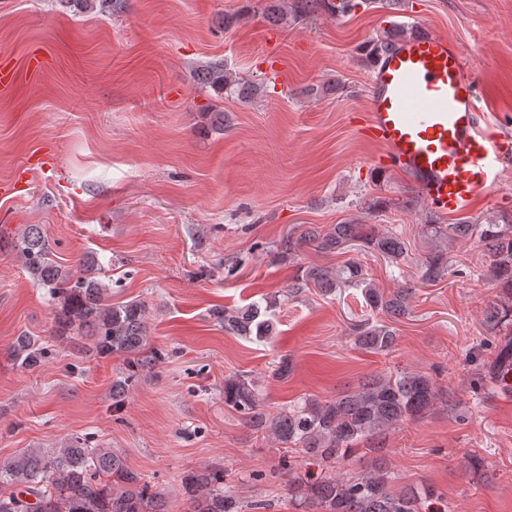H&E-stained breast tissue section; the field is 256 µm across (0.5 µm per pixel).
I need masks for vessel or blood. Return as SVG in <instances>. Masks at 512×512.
Instances as JSON below:
<instances>
[{"label": "vessel or blood", "instance_id": "obj_1", "mask_svg": "<svg viewBox=\"0 0 512 512\" xmlns=\"http://www.w3.org/2000/svg\"><path fill=\"white\" fill-rule=\"evenodd\" d=\"M370 86L367 129L380 163L407 173L432 208L456 212L494 186L512 137L481 130L478 85L457 43L431 32L401 38Z\"/></svg>", "mask_w": 512, "mask_h": 512}]
</instances>
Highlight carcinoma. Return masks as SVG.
Here are the masks:
<instances>
[{
	"label": "carcinoma",
	"instance_id": "cac0c4a2",
	"mask_svg": "<svg viewBox=\"0 0 512 512\" xmlns=\"http://www.w3.org/2000/svg\"><path fill=\"white\" fill-rule=\"evenodd\" d=\"M377 3L390 7V0H268L263 15L277 22L286 15L301 18L325 12L331 16L350 14L358 7ZM394 37L386 34L366 49L370 63L389 49ZM205 84L237 94L241 98L261 92V86L245 82L222 64L200 69ZM479 231V243L489 261L487 274L500 288L501 299L485 311L484 326L493 335L512 325V219L503 224L471 221L439 224L433 219L424 233L436 241H465ZM309 244L322 253L344 252L363 246L389 263L408 257L409 243L401 235L378 232L371 224L348 221L328 232L310 226L284 236L277 246V259L297 255ZM12 249L34 282L45 288L56 306V328L50 338L25 334L16 337L12 355L23 368H34L49 360L53 341H68L72 348L86 349L98 357L125 356L121 377L112 385V399L122 402L139 380L162 359L150 346L148 308L141 301L112 303V289L96 277L95 259L68 268L50 258L48 239L36 225L28 226L12 243ZM423 283L434 285L448 275L447 252L432 248L421 263ZM363 286V297L373 311L387 320L369 318L354 326L355 345L371 353H387L395 347L396 330L391 319L411 313L412 288L385 294L376 288L360 264L347 261L339 268L308 266L288 285V295L314 286L324 293L341 286ZM224 331L238 336H271L273 323L261 318L260 307L214 310ZM457 407L437 381L423 372L400 371L373 376L353 390L330 401L307 398L276 413L266 410L257 383L244 374L224 379V404L238 413L252 431L263 433L281 448H292L312 460L317 472L299 475L291 462L288 496L304 512H448V501L431 487L394 488L397 475L383 463L346 478L326 473L327 465L354 453L379 454V439L389 430L426 417L437 403ZM367 447H360L361 443ZM226 470L206 467L188 475L183 484L191 512H243L239 498L225 482ZM0 512H174L167 494L144 481L130 468L125 455L112 448H93L87 440L73 437L58 448H29L0 460Z\"/></svg>",
	"mask_w": 512,
	"mask_h": 512
}]
</instances>
